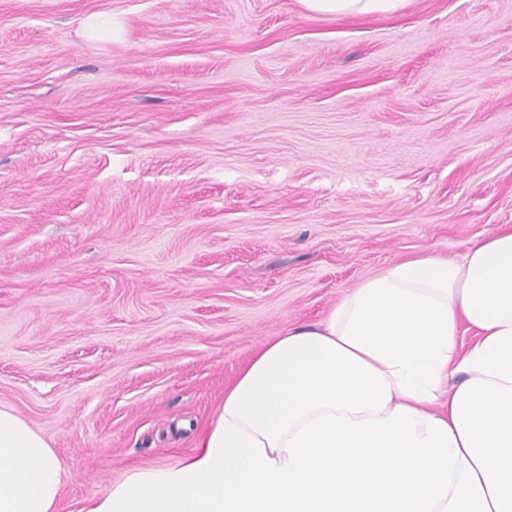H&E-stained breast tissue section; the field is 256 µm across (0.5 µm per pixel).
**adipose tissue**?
<instances>
[{
    "label": "adipose tissue",
    "instance_id": "obj_1",
    "mask_svg": "<svg viewBox=\"0 0 512 512\" xmlns=\"http://www.w3.org/2000/svg\"><path fill=\"white\" fill-rule=\"evenodd\" d=\"M301 3L365 15L402 0ZM66 477L0 404V512H57ZM82 512H512V230L388 264L268 341L191 455L126 470Z\"/></svg>",
    "mask_w": 512,
    "mask_h": 512
}]
</instances>
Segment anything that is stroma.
I'll list each match as a JSON object with an SVG mask.
<instances>
[{
    "instance_id": "obj_1",
    "label": "stroma",
    "mask_w": 512,
    "mask_h": 512,
    "mask_svg": "<svg viewBox=\"0 0 512 512\" xmlns=\"http://www.w3.org/2000/svg\"><path fill=\"white\" fill-rule=\"evenodd\" d=\"M504 227L512 0H0V404L59 512L190 454L362 279ZM304 8L318 15H365L391 12L402 0H300Z\"/></svg>"
}]
</instances>
